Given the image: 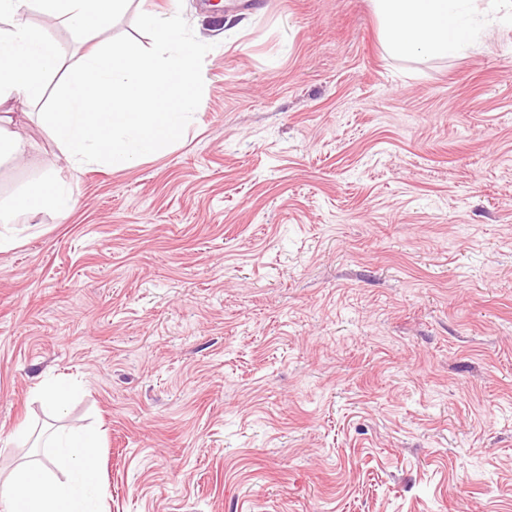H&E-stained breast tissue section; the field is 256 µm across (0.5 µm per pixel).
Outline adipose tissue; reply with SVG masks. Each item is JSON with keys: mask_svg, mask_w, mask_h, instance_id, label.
<instances>
[{"mask_svg": "<svg viewBox=\"0 0 512 512\" xmlns=\"http://www.w3.org/2000/svg\"><path fill=\"white\" fill-rule=\"evenodd\" d=\"M127 0H0V105L40 100L48 77L57 70L62 54L45 31L24 19L27 6L36 5L49 18L69 27L76 36L107 26ZM474 0H373L388 49L397 56L431 58L459 52L481 29L512 18V0H499L496 13L478 15ZM72 195L54 175L0 207V252L13 247L7 233L11 211L37 214L44 207L69 212ZM50 467L21 469L0 481V512H100L103 497L98 475V448L91 436L54 434ZM64 481H57L56 473Z\"/></svg>", "mask_w": 512, "mask_h": 512, "instance_id": "1", "label": "adipose tissue"}]
</instances>
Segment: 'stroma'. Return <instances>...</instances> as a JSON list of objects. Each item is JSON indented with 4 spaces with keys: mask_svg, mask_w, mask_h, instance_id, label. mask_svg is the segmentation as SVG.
Listing matches in <instances>:
<instances>
[{
    "mask_svg": "<svg viewBox=\"0 0 512 512\" xmlns=\"http://www.w3.org/2000/svg\"><path fill=\"white\" fill-rule=\"evenodd\" d=\"M211 46L183 137L68 167L0 252V473L99 437L104 512H512V25L388 51L372 0H128ZM73 387L65 407L37 391Z\"/></svg>",
    "mask_w": 512,
    "mask_h": 512,
    "instance_id": "obj_1",
    "label": "stroma"
}]
</instances>
